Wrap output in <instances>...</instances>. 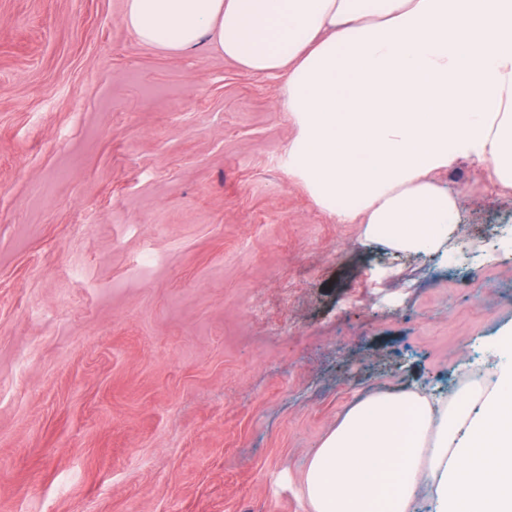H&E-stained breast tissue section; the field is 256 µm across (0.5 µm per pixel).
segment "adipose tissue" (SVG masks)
Segmentation results:
<instances>
[{"instance_id":"obj_1","label":"adipose tissue","mask_w":512,"mask_h":512,"mask_svg":"<svg viewBox=\"0 0 512 512\" xmlns=\"http://www.w3.org/2000/svg\"><path fill=\"white\" fill-rule=\"evenodd\" d=\"M137 38L209 41L249 74L286 75L289 172L337 223L396 254L454 249L472 157L512 188V0H128ZM492 388L373 395L313 454L310 512H512V329Z\"/></svg>"}]
</instances>
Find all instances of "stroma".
<instances>
[{"mask_svg":"<svg viewBox=\"0 0 512 512\" xmlns=\"http://www.w3.org/2000/svg\"><path fill=\"white\" fill-rule=\"evenodd\" d=\"M125 4L0 0V512H309L357 402L494 382L512 190L441 173L470 259L365 242L289 174L281 78Z\"/></svg>","mask_w":512,"mask_h":512,"instance_id":"obj_1","label":"stroma"}]
</instances>
